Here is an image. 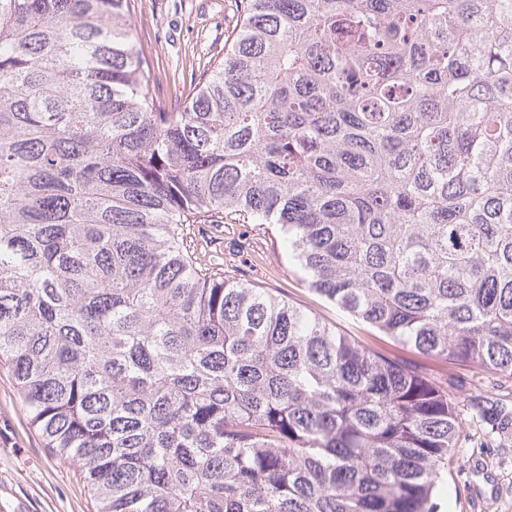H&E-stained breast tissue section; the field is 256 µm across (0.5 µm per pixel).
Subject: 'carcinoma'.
<instances>
[{
  "label": "carcinoma",
  "instance_id": "obj_1",
  "mask_svg": "<svg viewBox=\"0 0 512 512\" xmlns=\"http://www.w3.org/2000/svg\"><path fill=\"white\" fill-rule=\"evenodd\" d=\"M183 105L135 0H0V363L97 512H439L440 380L200 264L275 224L308 289L512 378V0H238Z\"/></svg>",
  "mask_w": 512,
  "mask_h": 512
}]
</instances>
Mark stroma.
<instances>
[{"label":"stroma","instance_id":"35a3bbf8","mask_svg":"<svg viewBox=\"0 0 512 512\" xmlns=\"http://www.w3.org/2000/svg\"><path fill=\"white\" fill-rule=\"evenodd\" d=\"M238 22L234 0H137L132 28L137 48L151 65L159 96L169 104L185 99L195 80L214 60ZM202 255L222 252L226 275L284 294L317 308L341 333L419 369L453 374L462 419L468 403L487 397L499 428L467 427L458 457L440 485L441 512H512V379L486 383L478 369L443 366L411 347L358 323L336 306L309 292L303 272L293 265L276 228L229 224L221 233L200 225ZM0 512H96L76 464L56 457L30 424L7 367H0Z\"/></svg>","mask_w":512,"mask_h":512}]
</instances>
